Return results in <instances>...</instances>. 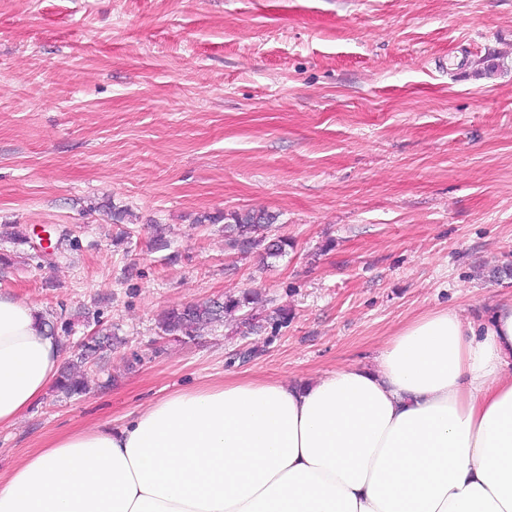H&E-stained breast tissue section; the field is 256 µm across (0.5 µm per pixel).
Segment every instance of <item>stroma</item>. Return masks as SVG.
I'll list each match as a JSON object with an SVG mask.
<instances>
[{"label": "stroma", "mask_w": 512, "mask_h": 512, "mask_svg": "<svg viewBox=\"0 0 512 512\" xmlns=\"http://www.w3.org/2000/svg\"><path fill=\"white\" fill-rule=\"evenodd\" d=\"M252 209L285 255L212 221ZM1 253L0 294L54 315L63 360L123 341L85 394L0 427L1 474L177 391L369 363L421 314L511 299L512 0H0ZM244 290L201 336L158 328Z\"/></svg>", "instance_id": "35a3bbf8"}]
</instances>
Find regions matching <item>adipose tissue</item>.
Masks as SVG:
<instances>
[{
  "mask_svg": "<svg viewBox=\"0 0 512 512\" xmlns=\"http://www.w3.org/2000/svg\"><path fill=\"white\" fill-rule=\"evenodd\" d=\"M43 312L0 295V426L56 385ZM0 512H512V301L402 326L373 364L173 393L47 440Z\"/></svg>",
  "mask_w": 512,
  "mask_h": 512,
  "instance_id": "obj_1",
  "label": "adipose tissue"
}]
</instances>
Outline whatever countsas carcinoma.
Wrapping results in <instances>:
<instances>
[{
	"instance_id": "carcinoma-1",
	"label": "carcinoma",
	"mask_w": 512,
	"mask_h": 512,
	"mask_svg": "<svg viewBox=\"0 0 512 512\" xmlns=\"http://www.w3.org/2000/svg\"><path fill=\"white\" fill-rule=\"evenodd\" d=\"M220 219L225 220L224 232L227 233L230 245L242 252L261 248L266 257L275 259L282 256L289 246L288 240L284 238H269L270 228L275 220V216L269 213L247 210L221 217H207L212 223ZM254 299L256 294L244 292L238 296L228 295L222 302L191 303L181 308L169 309L159 317V329L169 336L193 337L201 328L224 321L225 316L242 310ZM118 344L120 340L112 333H102L87 343H81L69 367L62 372L58 390L68 397L85 392L86 383L80 367L89 357L97 356L106 349L112 350Z\"/></svg>"
}]
</instances>
